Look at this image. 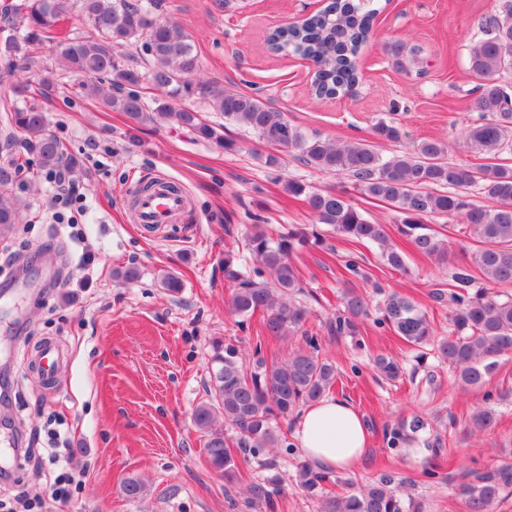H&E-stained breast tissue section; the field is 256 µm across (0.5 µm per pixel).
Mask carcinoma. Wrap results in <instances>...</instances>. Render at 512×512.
<instances>
[{"instance_id": "1", "label": "carcinoma", "mask_w": 512, "mask_h": 512, "mask_svg": "<svg viewBox=\"0 0 512 512\" xmlns=\"http://www.w3.org/2000/svg\"><path fill=\"white\" fill-rule=\"evenodd\" d=\"M74 6L79 7L90 33L59 42L57 69L63 75L86 78L84 92L109 110L124 113L131 123L144 124L157 114L226 151L235 149V143L224 140L208 123L195 104L199 99L265 144L298 151L305 165L347 175L352 190L365 201L395 208L400 216L397 232L419 254L439 263L448 262V242L427 221L444 219L464 225L465 233L479 246L469 254L467 266L455 268L454 290L436 293L437 300L450 301V334L435 339L426 314L412 299L396 292L384 299L378 323L414 346H433L437 357L454 369L460 385L480 388L486 384L498 359L512 352V296L494 291L512 284V164L501 157L512 143V84L500 81L502 73H512V0H497L496 9L478 21L481 38L468 57L469 72L481 79L474 100L478 118L461 132L465 147L485 155V162L474 167L449 161L448 143L443 141L424 140L407 152L384 157L368 139L333 143L304 132L261 98L227 90L219 81L201 76L189 34L176 21L154 17L156 0H17L0 19L4 28L19 27L23 33L0 40V59L14 70L29 71L35 48L54 40L57 22ZM375 14L371 4L360 0H332L329 10L275 31L269 43L276 51H290L313 63L316 96L349 94L358 84L355 58L367 41ZM138 41L143 56L134 65L124 49ZM145 83L160 96L147 101L141 92ZM7 122L25 136L41 167L75 169V162H64L61 144L38 107H15L7 114ZM374 136L397 141L402 129L393 120L381 119L374 126ZM473 185L490 204L472 199L468 188ZM285 190L305 196L316 223L331 227L349 242L374 243L386 265L407 268V256L392 242L388 226L371 221L346 191L310 190L292 180L285 183ZM19 212L16 197L1 189L0 233L17 223ZM312 241L319 239H310L305 228L273 234L264 224L251 225L246 234L248 255L224 253V279L233 288L231 311L242 317L262 313L265 330L274 337L300 329L308 311L293 300L300 291L293 255ZM473 268L483 280L480 288L474 287ZM265 272L271 281L257 282ZM368 313L365 299L350 291L343 313L331 328L338 336L355 335L358 321ZM259 353L255 350L251 365L237 345L215 342L209 399L193 413L195 425L208 433L207 459L228 483L241 479L240 453L262 457L267 469H276V460L267 454L270 448L285 447L279 420L319 401L336 382V367L320 355L313 335L303 336V345L281 362L268 364ZM376 367L388 380L402 372L389 357L378 358ZM219 412L224 424L235 429L234 437L214 429ZM495 423L496 410L490 405L475 408L468 419L474 432L488 431ZM424 429L425 422L419 418L403 421L392 430V441L412 443ZM296 469L300 486L313 495L328 479V473L305 461L298 462ZM394 483V476L384 474L342 495L326 496L320 512H422V504L401 498ZM245 491L251 506L271 512L281 492L280 479H253L245 483ZM457 496L465 512H493L495 505L512 496V441L499 448L496 464L467 471L457 484Z\"/></svg>"}]
</instances>
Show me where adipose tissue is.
Listing matches in <instances>:
<instances>
[{
	"label": "adipose tissue",
	"instance_id": "adipose-tissue-1",
	"mask_svg": "<svg viewBox=\"0 0 512 512\" xmlns=\"http://www.w3.org/2000/svg\"><path fill=\"white\" fill-rule=\"evenodd\" d=\"M295 439L304 456L325 471L357 467L368 442L365 422L347 400L325 397L301 414Z\"/></svg>",
	"mask_w": 512,
	"mask_h": 512
}]
</instances>
